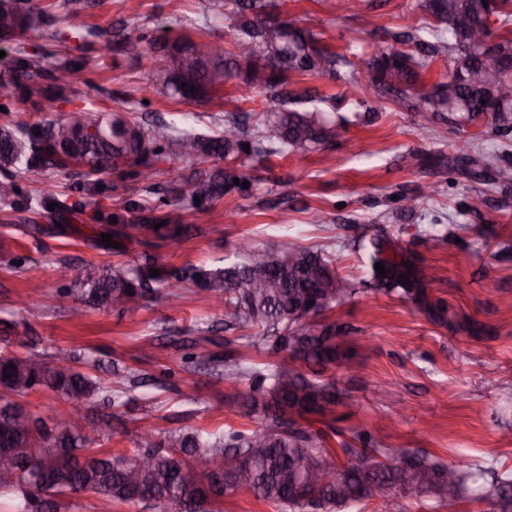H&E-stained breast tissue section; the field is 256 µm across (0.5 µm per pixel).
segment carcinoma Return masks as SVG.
Returning <instances> with one entry per match:
<instances>
[{"label": "carcinoma", "instance_id": "cac0c4a2", "mask_svg": "<svg viewBox=\"0 0 512 512\" xmlns=\"http://www.w3.org/2000/svg\"><path fill=\"white\" fill-rule=\"evenodd\" d=\"M24 0H0V40L14 44L9 84L22 97L49 95L69 102L75 95L80 62L67 55L30 47L16 37L38 29L47 13L23 7ZM278 0H208V9L224 15L234 36V48L221 49L215 60L186 54L192 78L184 83L167 69L174 43L154 46V63L145 89L185 102L208 101L228 80L244 86L248 93L264 95L257 124L249 126L250 115L226 112L218 130L203 135L175 122H141L118 110L96 113L74 109L57 121L30 125L0 123V209L28 224L35 233L46 228L32 223L30 213L39 210L58 214H80L89 199L99 194L98 175L128 170L145 195L157 193L153 182L155 164L166 160L213 161L218 167L177 185L174 198L191 206L208 209L231 193L248 198L252 184L238 172L243 157L273 155L303 156L336 143L339 125L324 111L309 108L314 98L305 90L285 88L288 74L304 72L333 76L351 83L353 74H341L336 66L341 55L320 46L319 34L295 19L278 14ZM418 8L432 21L411 32L389 34L394 45L375 49L367 62V83L379 99L399 106L416 101L418 116L431 123L449 113L469 123L479 118L490 121L496 132L512 133V94L501 95L499 85L512 86V0H500L488 38L496 39L502 57L499 84L472 81L477 57L465 55L472 20L468 0H418ZM94 27L57 29L51 37L70 50H79L99 38ZM451 56L448 78L424 82L430 65L439 57ZM249 150H244V146ZM448 174L463 176L487 185H512V163L496 155L474 156L472 143L438 158ZM48 171L70 180L68 189L86 195V200L67 204L68 194L49 184L32 197L19 193L16 178ZM239 183H234V179ZM200 202H195L194 198ZM55 204L48 209V204ZM116 222L93 229L92 237L112 235L124 244L139 239L142 232L166 241L183 242L186 227L140 199L126 201L124 210L113 213ZM165 222L161 228L154 225ZM357 242L365 250L371 280L365 286L410 301L427 319L450 326L457 333L476 334L473 321L458 316L442 299H430L416 260L401 249L385 228ZM385 264L386 277L378 278L375 264ZM154 257L141 264L116 262L110 266L88 264L71 280V291L81 304L77 309L118 307L129 301L141 305L161 296V290L190 285L224 308V325L231 329L259 332L257 342L274 354H283L274 364H246L217 354L204 357L196 352L202 336L181 341L180 360L188 366L202 361L216 371L246 380L258 395L255 405L263 418L254 430L232 428L215 431L142 429L131 453L113 454L96 447L87 430L72 429V421L46 426L45 418L32 413L18 399L39 389L58 396L69 407L86 406L100 400L120 401L126 389L112 390L90 374L93 363L79 365L76 355L58 351L51 360H35L34 354L10 349L11 331L17 322H0V456L16 458L14 478L0 483V493L12 498L14 512H64L73 497H94L109 502L141 504L159 512H222L218 497L200 483H188L182 468L219 453L233 461L231 481L224 491L238 488L290 512H345L378 493L426 498L443 504L438 490L448 487L453 472L459 489L475 484L478 500L490 512H512V471H497L479 463L445 464L424 451L380 448L370 432L358 431L340 442L345 463L337 464L325 439L302 425L313 416L324 417L340 400L336 383L323 379L324 371L346 359L337 337L342 327L323 324L316 318L353 297L358 289L336 272V255L303 247L288 239L267 248L244 239L236 245L235 259L224 266L195 265L159 270ZM410 281L398 283L399 275ZM132 294H127L126 290ZM313 305H308L309 301ZM14 368H9V365ZM11 378H5V375ZM146 456L152 464L141 471L138 486L127 476L129 461ZM322 466L334 482L314 486L308 468Z\"/></svg>", "mask_w": 512, "mask_h": 512}]
</instances>
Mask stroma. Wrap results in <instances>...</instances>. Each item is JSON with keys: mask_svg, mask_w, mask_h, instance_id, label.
Listing matches in <instances>:
<instances>
[{"mask_svg": "<svg viewBox=\"0 0 512 512\" xmlns=\"http://www.w3.org/2000/svg\"><path fill=\"white\" fill-rule=\"evenodd\" d=\"M207 0H85L72 22L98 26L104 35L124 27L131 50L102 55L99 43L81 54L86 83L81 97L91 98L103 112L126 107L132 117L152 112L165 119L197 114L193 127L209 134L224 113H259L262 95L240 100L235 81H228L205 103H180L145 91L151 68L150 46L156 41L216 40L231 45L224 20L207 14ZM282 13L320 33L331 51L350 57L357 74L353 85L328 77L292 74L291 90L335 96L336 115L346 121L335 146L318 150L304 161L291 156L245 159L241 170L252 180L253 195L229 194L210 210L200 212L169 202L193 227L178 251L157 242H132L123 256L72 234L34 235L25 227L0 225V319L25 321L35 340L34 353L78 349L87 357L113 361L131 371L160 376L169 385L129 392L123 405L97 404L87 414L96 423L102 449H133L139 422L162 430L256 428L259 418L242 401L248 383H235L206 368H183L169 350L154 343L161 330L171 336L204 327L216 319L202 295L191 289L137 309H86L75 315L76 299L56 275L61 261L74 268L116 259L136 263L150 251L160 266L212 265L233 255L240 239L263 247L289 234L306 247H322L336 255V269L351 283L368 279L363 252L351 240L375 224L389 226L403 249L417 260L432 297L451 304L471 318L480 338L453 333L430 323L411 304L371 291L355 295L324 315L325 321L347 325L341 349L357 364V373L329 368L343 397L332 417L344 431L368 430L386 448L424 450L441 461L466 458L497 470H512V394L496 382L512 372V259H498L501 244L512 246V189L496 191L492 205L482 202L479 185L461 179L449 183L436 164L468 139L477 150L512 160V134L493 132L486 120L458 127L455 121L420 128L417 113L373 98L364 60L350 56L348 45L359 38L365 50L388 45L389 34L408 30L425 20L417 0H284ZM370 100L372 121L355 118L354 98ZM69 105L43 97L29 100L0 91V123L45 122L64 117ZM103 192L87 205L78 221L104 224L123 203L136 195L129 174L109 171L101 176ZM439 192L427 196L428 185ZM416 191L420 200L410 214L399 213L396 196ZM324 223H314L315 214ZM457 224L458 244L448 245L450 224ZM26 257L23 269L12 272L3 261Z\"/></svg>", "mask_w": 512, "mask_h": 512, "instance_id": "stroma-1", "label": "stroma"}]
</instances>
